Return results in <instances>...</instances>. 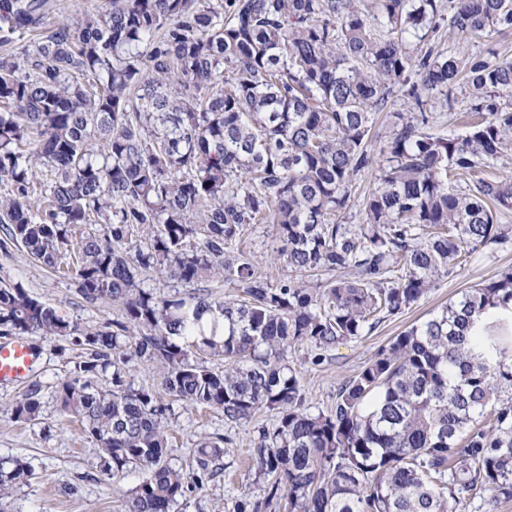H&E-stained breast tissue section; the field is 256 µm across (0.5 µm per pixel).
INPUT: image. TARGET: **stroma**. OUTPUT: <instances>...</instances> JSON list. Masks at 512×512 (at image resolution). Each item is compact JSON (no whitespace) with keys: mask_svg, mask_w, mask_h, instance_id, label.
<instances>
[{"mask_svg":"<svg viewBox=\"0 0 512 512\" xmlns=\"http://www.w3.org/2000/svg\"><path fill=\"white\" fill-rule=\"evenodd\" d=\"M439 47L450 54L465 56L495 50L512 58V33L492 34L466 43L450 38L447 27H440L434 37ZM250 252L262 274L271 280L289 276L277 251L280 242L274 225L248 227L240 240ZM512 269V245L502 249L487 247L475 253L465 267L438 281L419 304L403 314L388 319L370 334L337 345L325 352L321 362H312L307 347L288 350L285 360L299 375L310 408H325L336 389L354 375L394 336L411 325L421 323L459 293L473 284L497 278ZM22 285L35 299L53 306L62 316L81 323L103 324L117 318L118 307L111 303L91 304L76 291L72 280L63 273L33 260L20 246L0 251V286ZM35 360L27 378L19 383L0 385V457L24 459L35 472L29 483L16 488L8 512H122V492L138 482L134 472L110 479L98 466L97 447L82 436L79 422L63 417L53 390L69 375L81 355L80 347L59 337H30ZM38 389L42 402L40 417L34 422L15 421L11 403L26 391ZM169 419L173 445L168 460L175 466H188L198 436H221L224 417L213 409H197L174 402ZM234 443L222 460L223 469L206 485L203 492L190 494L184 512H233L242 492L260 496L261 483L248 460L252 446L251 427L233 433Z\"/></svg>","mask_w":512,"mask_h":512,"instance_id":"1","label":"stroma"}]
</instances>
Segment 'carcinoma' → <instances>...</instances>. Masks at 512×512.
Returning a JSON list of instances; mask_svg holds the SVG:
<instances>
[{
  "label": "carcinoma",
  "mask_w": 512,
  "mask_h": 512,
  "mask_svg": "<svg viewBox=\"0 0 512 512\" xmlns=\"http://www.w3.org/2000/svg\"><path fill=\"white\" fill-rule=\"evenodd\" d=\"M0 0V249L20 245L121 316L86 325L20 285L0 287V327L59 336L84 350L55 385L61 411L95 441L103 473L135 470L124 512H178L217 474L233 438L201 436L195 467L167 462L165 397L257 414L249 453L263 495L234 512H463L512 499V269L461 291L383 346L312 412L288 349L323 352L418 303L463 258L512 241V60L461 59L430 34L512 30V0ZM32 34L30 42H22ZM417 80L410 81V75ZM465 88L480 119L432 131L429 95ZM403 93L383 145L375 115ZM49 193L36 195L42 170ZM374 175L365 220L336 222ZM468 174L466 189L454 180ZM89 224L100 230L87 232ZM273 224L278 256L299 274L272 283L238 247ZM153 271L185 297L143 287ZM233 294L216 299V278ZM159 387L127 380L130 362ZM111 373L112 388L94 383ZM38 420L31 389L10 408ZM34 476L0 459V512Z\"/></svg>",
  "instance_id": "obj_1"
}]
</instances>
